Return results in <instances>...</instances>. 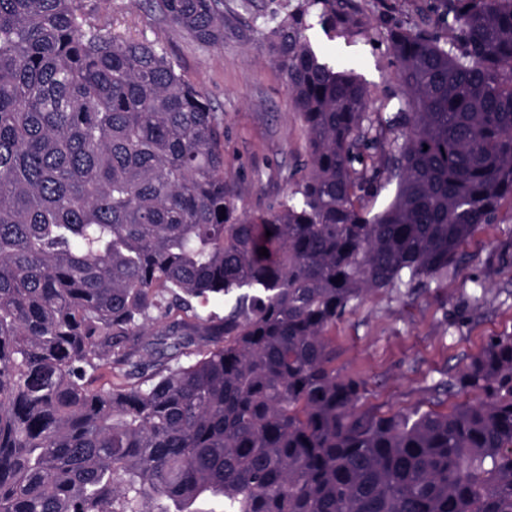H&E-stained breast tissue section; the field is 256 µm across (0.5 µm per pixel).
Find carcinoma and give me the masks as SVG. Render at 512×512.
<instances>
[{"label":"carcinoma","instance_id":"1","mask_svg":"<svg viewBox=\"0 0 512 512\" xmlns=\"http://www.w3.org/2000/svg\"><path fill=\"white\" fill-rule=\"evenodd\" d=\"M148 2L224 43V0ZM312 10L358 27L344 0L264 27L310 161L247 213L222 120L161 46L86 0H0V512H512V336L441 384L480 401L390 416L357 410L325 336L369 289L457 268L512 202V0L390 29L401 96L375 113L314 50Z\"/></svg>","mask_w":512,"mask_h":512}]
</instances>
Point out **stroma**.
I'll use <instances>...</instances> for the list:
<instances>
[{
    "label": "stroma",
    "mask_w": 512,
    "mask_h": 512,
    "mask_svg": "<svg viewBox=\"0 0 512 512\" xmlns=\"http://www.w3.org/2000/svg\"><path fill=\"white\" fill-rule=\"evenodd\" d=\"M113 32L164 46L181 72L208 97L224 125V177L240 209L260 212L282 199L308 161L305 132L282 72L261 33L264 18L301 0H224V41L203 46L158 20L143 0H90ZM430 0H350L361 25L343 37L312 25L313 48L366 84L369 111L399 86L386 40L391 26L424 28ZM512 206L482 225L464 262L424 288L366 294L327 334L337 375L364 384L360 408L381 415L417 408L440 412L476 400L438 383L477 355L490 337L512 335Z\"/></svg>",
    "instance_id": "1"
}]
</instances>
